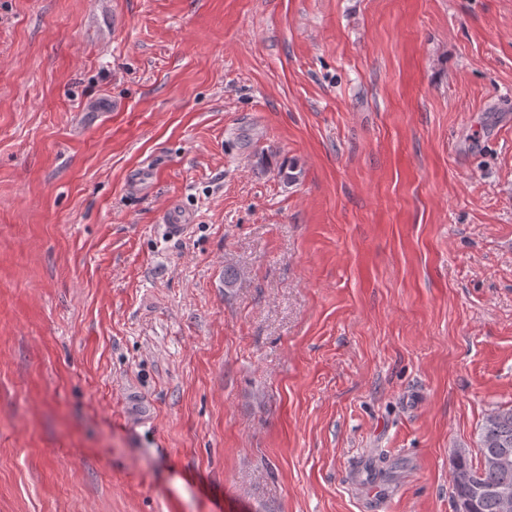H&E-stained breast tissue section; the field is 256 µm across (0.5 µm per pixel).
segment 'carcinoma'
<instances>
[{"instance_id":"1","label":"carcinoma","mask_w":512,"mask_h":512,"mask_svg":"<svg viewBox=\"0 0 512 512\" xmlns=\"http://www.w3.org/2000/svg\"><path fill=\"white\" fill-rule=\"evenodd\" d=\"M501 448L509 450V462L500 467L484 465L480 460L474 463L464 450L456 453L451 474L454 501L470 502L471 512H504L496 489L512 488V407L492 411L479 429V455Z\"/></svg>"}]
</instances>
